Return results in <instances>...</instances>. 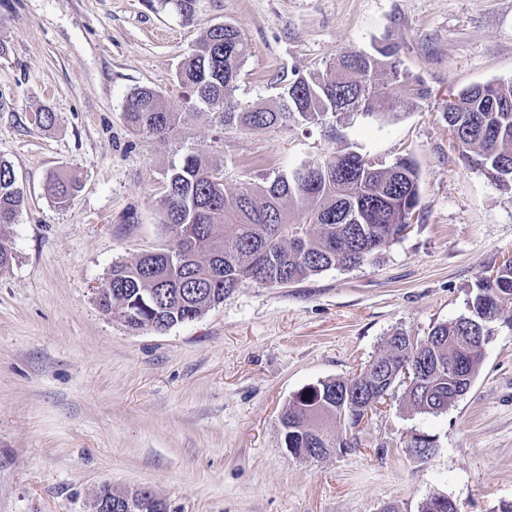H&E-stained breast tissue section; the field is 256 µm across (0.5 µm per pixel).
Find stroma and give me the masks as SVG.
Returning <instances> with one entry per match:
<instances>
[{
  "instance_id": "1",
  "label": "stroma",
  "mask_w": 512,
  "mask_h": 512,
  "mask_svg": "<svg viewBox=\"0 0 512 512\" xmlns=\"http://www.w3.org/2000/svg\"><path fill=\"white\" fill-rule=\"evenodd\" d=\"M240 27L251 53L237 101L275 106L283 84L340 52L400 46L431 96L385 118L261 133L191 118L172 137L136 135L126 98L175 79L214 24ZM0 157L25 203L0 274V512H90L104 487L147 488L169 512H458L512 500V328L499 322L470 390L446 413L382 405L355 446L298 459L280 415L299 391L357 373L394 331L426 335L466 314L478 280L512 254V197L459 157L448 94L512 77V0H201L192 21L146 0H0ZM56 112L53 127L35 122ZM226 192L264 173L355 151L410 158L414 226L378 258L285 287L247 284L202 317L133 331L96 293L113 264L169 244L164 172L189 150ZM78 188L66 205L49 179ZM434 452L412 458L413 435Z\"/></svg>"
}]
</instances>
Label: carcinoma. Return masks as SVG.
Masks as SVG:
<instances>
[{"label":"carcinoma","instance_id":"1","mask_svg":"<svg viewBox=\"0 0 512 512\" xmlns=\"http://www.w3.org/2000/svg\"><path fill=\"white\" fill-rule=\"evenodd\" d=\"M155 10L173 11L185 20L199 0H148ZM249 52L241 30L230 23L210 27L194 52L178 66L186 90L187 112H171L162 95L134 90L124 119L136 133L165 140L188 117L205 116L226 128L259 133L290 124L338 122L348 114L381 115L397 107L388 96L396 85L403 97L419 102L431 95L420 78L400 68L395 43L371 52L344 51L325 67L281 87L278 104L242 108L235 99ZM452 140L469 167L487 174L512 196V78L472 85L451 94L443 112ZM58 203L74 190L64 175L52 178ZM419 202V173L405 157L390 165L338 152L271 178L263 173L237 191H224V178L204 154L190 151L166 172L162 205L173 243L132 262L116 263L101 290L103 312L132 331L162 332L192 321L224 303L246 283L301 282L330 269H351L399 241L405 213ZM23 204L12 165L0 159V272L13 259L6 229ZM482 277L468 313L432 326L408 344L407 333L386 338L385 352L349 377L330 378L297 393L280 417L283 445L308 454L317 448H350L329 427L351 432L359 419L350 402L356 391L380 399L401 393L402 402L424 414H443L466 394L479 370L494 324L512 321V258ZM410 363L419 371L412 388L394 369Z\"/></svg>","mask_w":512,"mask_h":512}]
</instances>
